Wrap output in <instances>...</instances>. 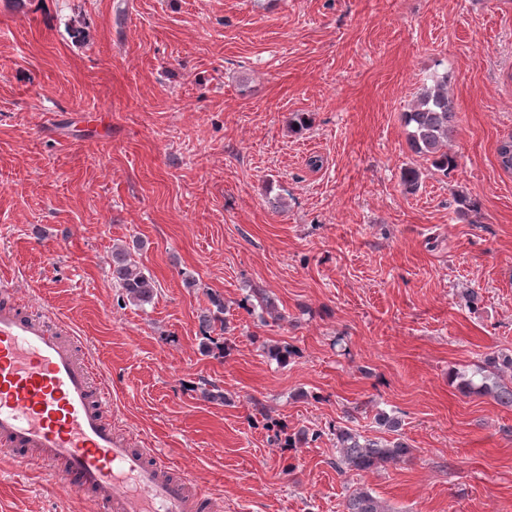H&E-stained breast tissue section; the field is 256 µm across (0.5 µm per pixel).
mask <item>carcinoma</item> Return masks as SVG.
Masks as SVG:
<instances>
[{
	"label": "carcinoma",
	"mask_w": 512,
	"mask_h": 512,
	"mask_svg": "<svg viewBox=\"0 0 512 512\" xmlns=\"http://www.w3.org/2000/svg\"><path fill=\"white\" fill-rule=\"evenodd\" d=\"M454 103L448 95V73H435L430 83L423 86L414 107L403 113L408 127V143L412 152L430 162L447 177L458 169L456 154L448 151V141L455 132ZM499 166L512 174V136L497 147ZM401 180L408 193H416L421 186L420 172L414 167L404 169ZM112 279L122 291V297L144 305L157 293L156 281L142 271L125 248L112 253ZM214 310L200 320L201 331L207 343L203 352L212 351L214 339L210 332L215 323L224 322V302L217 294L210 295ZM512 371V354L498 353L488 357L484 364L470 373L457 375L460 387L468 393L491 397L498 405L512 408V385L505 383L502 373ZM338 456L336 470L348 476H361L379 467L398 464L410 459L413 449L400 438L392 440L369 437L349 427L336 429ZM343 512H389V509L364 486H358L343 503Z\"/></svg>",
	"instance_id": "carcinoma-1"
}]
</instances>
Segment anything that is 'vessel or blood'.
<instances>
[{
  "instance_id": "b4317fda",
  "label": "vessel or blood",
  "mask_w": 512,
  "mask_h": 512,
  "mask_svg": "<svg viewBox=\"0 0 512 512\" xmlns=\"http://www.w3.org/2000/svg\"><path fill=\"white\" fill-rule=\"evenodd\" d=\"M25 315L0 289V448L45 463L64 462L70 487L101 512H217L197 482L176 475L161 453L130 447L112 431L107 387L50 327Z\"/></svg>"
}]
</instances>
